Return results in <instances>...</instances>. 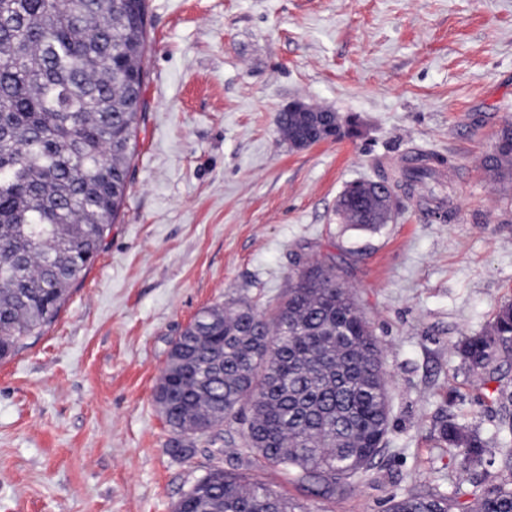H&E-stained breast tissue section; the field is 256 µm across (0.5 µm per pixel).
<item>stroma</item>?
Here are the masks:
<instances>
[{
  "label": "stroma",
  "instance_id": "35a3bbf8",
  "mask_svg": "<svg viewBox=\"0 0 512 512\" xmlns=\"http://www.w3.org/2000/svg\"><path fill=\"white\" fill-rule=\"evenodd\" d=\"M144 118L122 212L56 320L0 362V512H173L212 466L169 452L154 401L171 340L205 307L273 308L299 265L335 259L377 337L387 445L324 497L253 462L308 512H388L405 489L461 506L441 413L491 434L501 417L457 352L512 302V189L485 171L512 120V0H148ZM301 100L342 136L305 149L278 125ZM445 156L448 218L397 195L379 230L345 224L352 182Z\"/></svg>",
  "mask_w": 512,
  "mask_h": 512
}]
</instances>
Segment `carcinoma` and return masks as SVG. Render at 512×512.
I'll list each match as a JSON object with an SVG mask.
<instances>
[{
    "label": "carcinoma",
    "instance_id": "carcinoma-1",
    "mask_svg": "<svg viewBox=\"0 0 512 512\" xmlns=\"http://www.w3.org/2000/svg\"><path fill=\"white\" fill-rule=\"evenodd\" d=\"M147 0H0V360L57 318L70 290L104 250L126 201L142 119L150 49ZM282 112L288 141L313 140L329 112ZM444 161L407 157L396 187L428 189ZM484 166L512 185V121L504 122ZM338 207L366 229L383 195L352 184ZM457 351L482 385L498 355L512 354V303L490 325L464 336ZM155 399L176 434L173 456L224 440L244 406L250 416L231 455L256 457L316 496L366 472L389 432L387 373L377 337L336 266L311 262L292 276L278 304L247 301L202 309L171 342ZM439 440L459 450L458 482L498 452L512 471V422L490 438L454 416ZM448 496L407 490L389 512H451ZM173 512H305V507L236 470L212 466ZM475 512H512V483L485 488Z\"/></svg>",
    "mask_w": 512,
    "mask_h": 512
}]
</instances>
